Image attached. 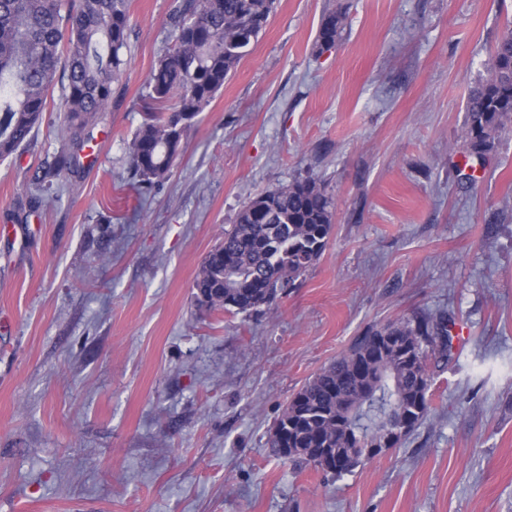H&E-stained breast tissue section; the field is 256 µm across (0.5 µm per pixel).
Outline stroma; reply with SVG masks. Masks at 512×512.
<instances>
[{"mask_svg":"<svg viewBox=\"0 0 512 512\" xmlns=\"http://www.w3.org/2000/svg\"><path fill=\"white\" fill-rule=\"evenodd\" d=\"M174 0H129L130 49L77 172L61 89L0 160V512H512V127L458 177L469 92L512 0H277L165 182L127 144ZM336 46L314 55L322 14ZM313 176L329 244L264 314L192 283L249 198ZM454 315L431 415L341 479L269 454L308 379L371 327ZM347 27V15L342 8L329 9L323 14L313 52L321 55L334 48Z\"/></svg>","mask_w":512,"mask_h":512,"instance_id":"35a3bbf8","label":"stroma"}]
</instances>
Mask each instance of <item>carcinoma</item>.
I'll return each instance as SVG.
<instances>
[{"mask_svg": "<svg viewBox=\"0 0 512 512\" xmlns=\"http://www.w3.org/2000/svg\"><path fill=\"white\" fill-rule=\"evenodd\" d=\"M275 0H177L171 46L145 83L142 121L128 145L139 182L165 180L200 113L267 26ZM347 27L341 8L321 19L313 52L334 48ZM128 0H0V159L30 142L48 97L62 85L64 147L56 173L69 171L85 131L109 111L129 49ZM462 138L479 165L512 123V32L494 46L488 76L469 93ZM334 202L308 176L243 204L224 240L204 259L192 288L209 311L251 314L287 294L328 246ZM453 317L400 318L358 337L313 376L269 432L270 454L334 478L376 454L384 431L414 429L431 414L434 370L448 364Z\"/></svg>", "mask_w": 512, "mask_h": 512, "instance_id": "carcinoma-1", "label": "carcinoma"}]
</instances>
